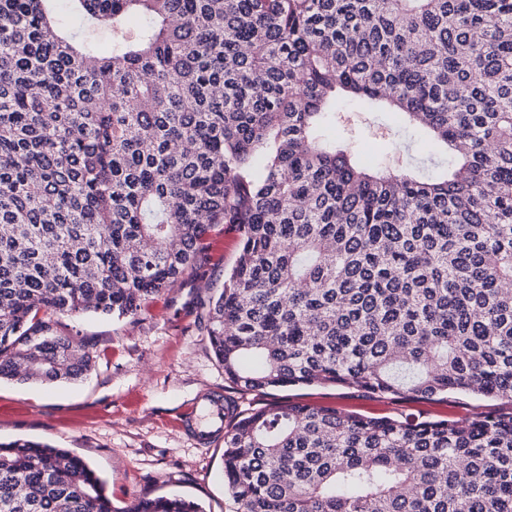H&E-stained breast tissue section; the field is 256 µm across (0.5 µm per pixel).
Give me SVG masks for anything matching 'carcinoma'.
Masks as SVG:
<instances>
[{
  "label": "carcinoma",
  "instance_id": "obj_1",
  "mask_svg": "<svg viewBox=\"0 0 512 512\" xmlns=\"http://www.w3.org/2000/svg\"><path fill=\"white\" fill-rule=\"evenodd\" d=\"M0 0V378L75 381L68 316L134 317L241 233L203 325L243 391L512 402V0ZM107 46L101 47V41ZM457 155L422 179L324 137L336 93ZM240 512H512V413L273 402L224 426ZM0 512L117 508L82 457L0 442ZM240 234L229 224H214L204 237L208 281L221 286L224 273L235 262L240 250Z\"/></svg>",
  "mask_w": 512,
  "mask_h": 512
}]
</instances>
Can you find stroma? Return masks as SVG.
Here are the masks:
<instances>
[{
	"label": "stroma",
	"instance_id": "35a3bbf8",
	"mask_svg": "<svg viewBox=\"0 0 512 512\" xmlns=\"http://www.w3.org/2000/svg\"><path fill=\"white\" fill-rule=\"evenodd\" d=\"M334 132L369 168L402 151L426 174H440L447 166L445 156L433 153L425 135L397 112H367L341 98ZM203 245L208 281L223 284L239 254L238 231L213 225ZM202 295L190 277L182 287L146 302L132 318H62V334L95 343V369L76 383L0 379V440L34 439L70 449L106 480L120 508L142 498L179 494L198 501L204 512H240L224 487L223 439L202 445L175 427L180 410L204 397H220L239 411L289 399L372 417L465 420L512 412V402L479 396L425 402L318 386L240 392L225 379L198 326Z\"/></svg>",
	"mask_w": 512,
	"mask_h": 512
}]
</instances>
